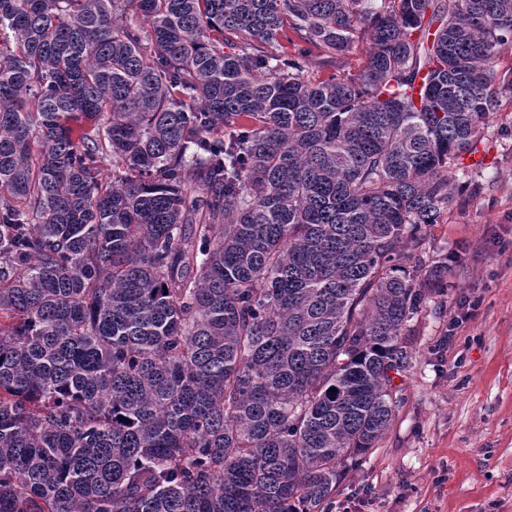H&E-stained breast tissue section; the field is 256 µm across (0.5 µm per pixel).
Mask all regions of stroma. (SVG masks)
I'll list each match as a JSON object with an SVG mask.
<instances>
[{"label": "stroma", "mask_w": 512, "mask_h": 512, "mask_svg": "<svg viewBox=\"0 0 512 512\" xmlns=\"http://www.w3.org/2000/svg\"><path fill=\"white\" fill-rule=\"evenodd\" d=\"M430 252H462L413 341L405 401L333 512H512V92L481 132Z\"/></svg>", "instance_id": "obj_1"}]
</instances>
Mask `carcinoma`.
Instances as JSON below:
<instances>
[{
  "instance_id": "cac0c4a2",
  "label": "carcinoma",
  "mask_w": 512,
  "mask_h": 512,
  "mask_svg": "<svg viewBox=\"0 0 512 512\" xmlns=\"http://www.w3.org/2000/svg\"><path fill=\"white\" fill-rule=\"evenodd\" d=\"M511 48L512 0H0V512H332ZM368 50L369 41L365 35H362L346 54L336 56L326 67L315 69L313 76L320 80L328 78L332 73L356 74L365 65Z\"/></svg>"
}]
</instances>
